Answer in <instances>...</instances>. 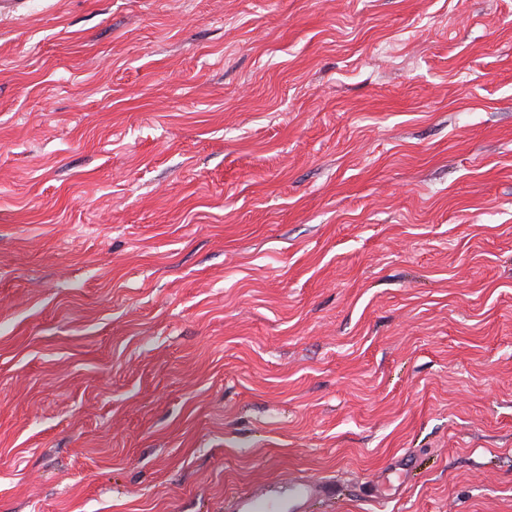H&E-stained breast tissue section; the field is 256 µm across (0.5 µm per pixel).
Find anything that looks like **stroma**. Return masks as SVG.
I'll return each instance as SVG.
<instances>
[{
    "label": "stroma",
    "instance_id": "35a3bbf8",
    "mask_svg": "<svg viewBox=\"0 0 512 512\" xmlns=\"http://www.w3.org/2000/svg\"><path fill=\"white\" fill-rule=\"evenodd\" d=\"M294 472L319 512H512V0H25L0 512ZM413 458L409 453L397 457L390 466L377 472L370 481L371 494L377 502H385L399 494L407 486L409 474L413 470Z\"/></svg>",
    "mask_w": 512,
    "mask_h": 512
}]
</instances>
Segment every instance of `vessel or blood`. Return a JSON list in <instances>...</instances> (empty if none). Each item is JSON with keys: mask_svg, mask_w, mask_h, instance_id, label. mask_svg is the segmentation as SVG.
<instances>
[{"mask_svg": "<svg viewBox=\"0 0 512 512\" xmlns=\"http://www.w3.org/2000/svg\"><path fill=\"white\" fill-rule=\"evenodd\" d=\"M410 454L397 457L377 472L370 482L371 496L385 502L399 494L413 470ZM339 490L328 479H313L294 473L272 478L258 488L236 492L224 499V512H308L312 503L336 501Z\"/></svg>", "mask_w": 512, "mask_h": 512, "instance_id": "b4317fda", "label": "vessel or blood"}]
</instances>
